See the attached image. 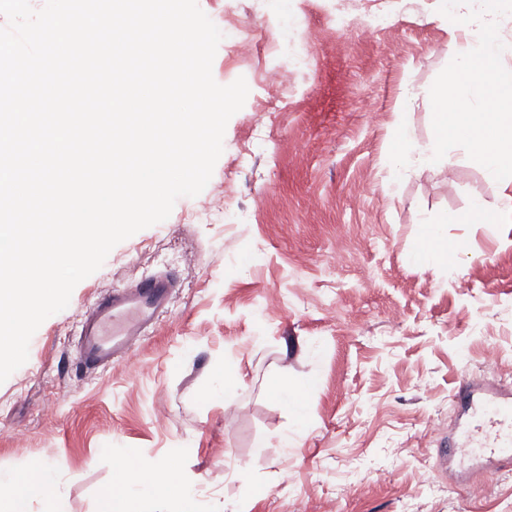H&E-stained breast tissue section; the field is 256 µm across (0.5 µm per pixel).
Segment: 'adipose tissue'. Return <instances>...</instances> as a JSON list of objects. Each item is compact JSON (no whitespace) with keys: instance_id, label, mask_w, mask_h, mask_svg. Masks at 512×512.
Listing matches in <instances>:
<instances>
[{"instance_id":"adipose-tissue-1","label":"adipose tissue","mask_w":512,"mask_h":512,"mask_svg":"<svg viewBox=\"0 0 512 512\" xmlns=\"http://www.w3.org/2000/svg\"><path fill=\"white\" fill-rule=\"evenodd\" d=\"M123 486L105 493L108 512H146L149 500L167 498L180 506L179 512H195L181 479L179 468L164 465L158 469L133 466L128 458H121Z\"/></svg>"}]
</instances>
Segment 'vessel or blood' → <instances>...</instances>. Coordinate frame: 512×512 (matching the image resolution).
I'll return each instance as SVG.
<instances>
[{"label":"vessel or blood","instance_id":"vessel-or-blood-1","mask_svg":"<svg viewBox=\"0 0 512 512\" xmlns=\"http://www.w3.org/2000/svg\"><path fill=\"white\" fill-rule=\"evenodd\" d=\"M179 281L166 272L148 276L134 287L116 288L101 297L78 324L76 364L84 371L130 359L136 340L156 324ZM453 398L466 423L442 449L434 467L478 459L512 463V385H480L461 376Z\"/></svg>","mask_w":512,"mask_h":512}]
</instances>
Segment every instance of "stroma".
<instances>
[{
  "instance_id": "35a3bbf8",
  "label": "stroma",
  "mask_w": 512,
  "mask_h": 512,
  "mask_svg": "<svg viewBox=\"0 0 512 512\" xmlns=\"http://www.w3.org/2000/svg\"><path fill=\"white\" fill-rule=\"evenodd\" d=\"M431 2L198 0L223 34L214 79L249 93L206 188L116 245L0 384V474L59 478L28 512H102L118 457L174 452L198 512H512V470L478 476L477 498L433 468L485 341L512 380V224L449 225L452 271L410 260L424 218L499 192L460 148L436 169L389 160L396 112L431 138L429 89L457 53ZM159 271L180 286L131 363L79 372L81 314Z\"/></svg>"
}]
</instances>
